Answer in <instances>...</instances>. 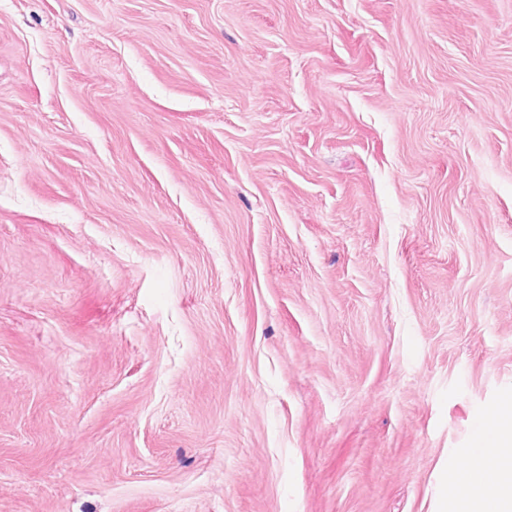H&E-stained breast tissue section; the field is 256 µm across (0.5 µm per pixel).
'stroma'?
Masks as SVG:
<instances>
[{
  "label": "stroma",
  "instance_id": "35a3bbf8",
  "mask_svg": "<svg viewBox=\"0 0 512 512\" xmlns=\"http://www.w3.org/2000/svg\"><path fill=\"white\" fill-rule=\"evenodd\" d=\"M512 408V0H0V512H428Z\"/></svg>",
  "mask_w": 512,
  "mask_h": 512
}]
</instances>
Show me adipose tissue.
<instances>
[{
  "instance_id": "1",
  "label": "adipose tissue",
  "mask_w": 512,
  "mask_h": 512,
  "mask_svg": "<svg viewBox=\"0 0 512 512\" xmlns=\"http://www.w3.org/2000/svg\"><path fill=\"white\" fill-rule=\"evenodd\" d=\"M493 482H486V471ZM433 512H512V415L503 414L442 485Z\"/></svg>"
}]
</instances>
